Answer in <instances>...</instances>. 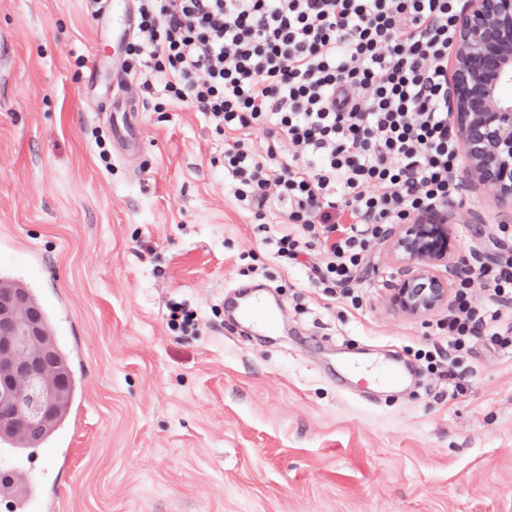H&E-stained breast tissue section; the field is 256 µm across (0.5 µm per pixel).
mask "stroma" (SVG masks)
I'll use <instances>...</instances> for the list:
<instances>
[{
    "mask_svg": "<svg viewBox=\"0 0 512 512\" xmlns=\"http://www.w3.org/2000/svg\"><path fill=\"white\" fill-rule=\"evenodd\" d=\"M123 15L0 0V277L47 306L80 390L27 477L57 512H512V357L473 337L451 373L435 318L388 309L375 249L362 310L275 261L224 184V139L113 50ZM138 105L119 147L115 100ZM494 259L496 224L454 227ZM261 289L278 330L227 300ZM185 304L197 335L168 325Z\"/></svg>",
    "mask_w": 512,
    "mask_h": 512,
    "instance_id": "stroma-1",
    "label": "stroma"
}]
</instances>
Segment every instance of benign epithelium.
I'll return each mask as SVG.
<instances>
[{"label": "benign epithelium", "instance_id": "7a95c632", "mask_svg": "<svg viewBox=\"0 0 512 512\" xmlns=\"http://www.w3.org/2000/svg\"><path fill=\"white\" fill-rule=\"evenodd\" d=\"M448 109L463 148L460 190L489 193L496 223L511 224L512 0H465L448 62ZM485 223L483 212L460 217L444 202L387 225L382 244L397 267L389 310L424 320L451 308L463 274L453 225ZM65 388L39 310L24 291L0 287V430L33 435Z\"/></svg>", "mask_w": 512, "mask_h": 512}]
</instances>
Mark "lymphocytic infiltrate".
I'll return each mask as SVG.
<instances>
[{
	"label": "lymphocytic infiltrate",
	"mask_w": 512,
	"mask_h": 512,
	"mask_svg": "<svg viewBox=\"0 0 512 512\" xmlns=\"http://www.w3.org/2000/svg\"><path fill=\"white\" fill-rule=\"evenodd\" d=\"M139 38L172 101L225 138L224 175L275 259L362 308L389 224L459 201L448 57L459 0H135ZM280 221L267 223L269 213ZM488 292L474 304L470 290ZM448 346H512V249L468 267Z\"/></svg>",
	"instance_id": "lymphocytic-infiltrate-1"
}]
</instances>
